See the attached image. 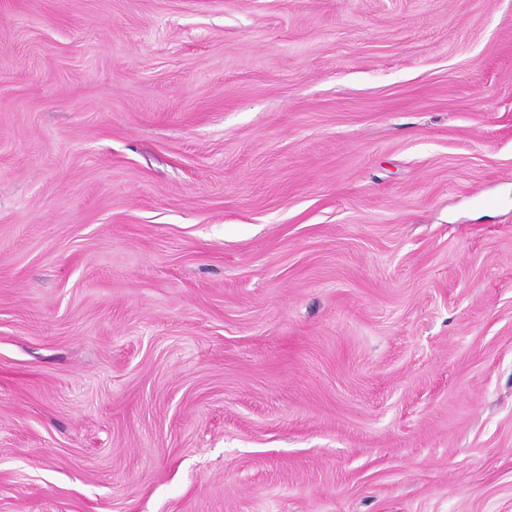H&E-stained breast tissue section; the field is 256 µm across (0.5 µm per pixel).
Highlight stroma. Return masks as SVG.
<instances>
[{"mask_svg":"<svg viewBox=\"0 0 512 512\" xmlns=\"http://www.w3.org/2000/svg\"><path fill=\"white\" fill-rule=\"evenodd\" d=\"M0 512H512V0H0Z\"/></svg>","mask_w":512,"mask_h":512,"instance_id":"obj_1","label":"stroma"}]
</instances>
